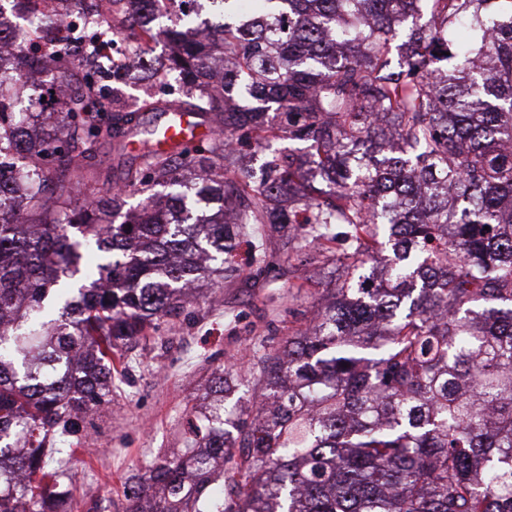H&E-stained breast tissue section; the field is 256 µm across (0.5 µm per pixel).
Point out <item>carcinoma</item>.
Returning a JSON list of instances; mask_svg holds the SVG:
<instances>
[{"label":"carcinoma","mask_w":512,"mask_h":512,"mask_svg":"<svg viewBox=\"0 0 512 512\" xmlns=\"http://www.w3.org/2000/svg\"><path fill=\"white\" fill-rule=\"evenodd\" d=\"M55 2L40 26L63 22ZM112 14L115 38L174 47L156 62L176 75L169 98L110 110L89 74L23 105L22 72L0 63V512H65L80 422L110 403L122 352L224 274L236 224L342 242L341 282L304 329L240 355L250 409L213 373L185 447L124 512H512V0H112ZM66 49L19 64L52 60L69 83ZM173 105L208 135L157 151L145 113ZM139 134L142 169L100 195L98 146L121 159ZM285 139L298 147L253 175Z\"/></svg>","instance_id":"cac0c4a2"}]
</instances>
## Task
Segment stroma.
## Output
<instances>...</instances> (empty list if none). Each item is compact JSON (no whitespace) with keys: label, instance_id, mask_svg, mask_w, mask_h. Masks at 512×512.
<instances>
[{"label":"stroma","instance_id":"obj_1","mask_svg":"<svg viewBox=\"0 0 512 512\" xmlns=\"http://www.w3.org/2000/svg\"><path fill=\"white\" fill-rule=\"evenodd\" d=\"M335 265L331 252L284 233L244 225L224 277L179 318L128 355L112 402L84 423L68 512H124L125 493L158 455L183 446L185 413L215 370L257 346L278 347L320 310Z\"/></svg>","mask_w":512,"mask_h":512}]
</instances>
